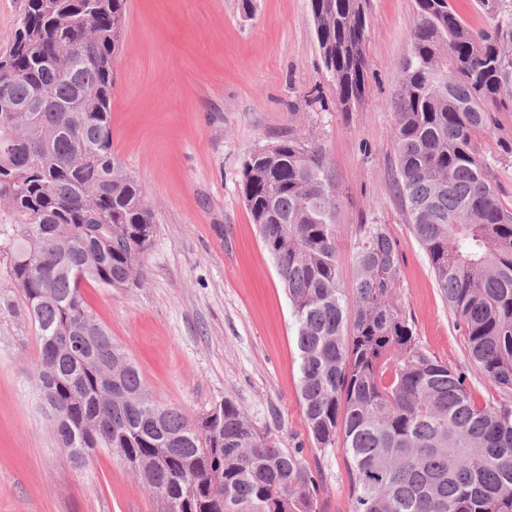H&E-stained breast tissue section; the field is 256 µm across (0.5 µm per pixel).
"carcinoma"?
<instances>
[{
    "label": "carcinoma",
    "mask_w": 512,
    "mask_h": 512,
    "mask_svg": "<svg viewBox=\"0 0 512 512\" xmlns=\"http://www.w3.org/2000/svg\"><path fill=\"white\" fill-rule=\"evenodd\" d=\"M400 63L394 183L436 284L486 385L430 355L396 301V241L361 225L352 298L341 288L336 195L313 140L252 153L243 197L288 296L309 437L347 451L348 512H512V209L500 201L477 138L512 109V5L478 0L487 30L451 0H416ZM336 96L366 90V0H310ZM126 0H25L0 55V228L4 289L21 298L38 342L41 397L58 440L81 462L117 456L164 512H319L322 473L301 447L259 434L236 403L199 424L153 400L137 367L96 321L83 282L124 288L144 277L156 233L139 182L112 153V59ZM80 338L85 349L70 352Z\"/></svg>",
    "instance_id": "1"
}]
</instances>
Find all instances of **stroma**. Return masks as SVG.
I'll return each mask as SVG.
<instances>
[{
  "mask_svg": "<svg viewBox=\"0 0 512 512\" xmlns=\"http://www.w3.org/2000/svg\"><path fill=\"white\" fill-rule=\"evenodd\" d=\"M127 0L112 62V150L155 214L141 282L82 293L135 362L153 398L191 419L224 400L259 432L319 460L320 512L348 495L346 450L319 454L299 396L300 358L288 297L241 192L244 161L290 136L313 138L336 184V244L351 290L359 228L386 225L399 248L397 297L429 353L468 369L479 399L497 402L468 356L428 258L392 184L399 63L419 21L416 0H369L366 91L343 111L320 60L310 0ZM480 138L512 208V112ZM0 308V512H162L161 500L104 449L76 464L37 390L38 340L16 294Z\"/></svg>",
  "mask_w": 512,
  "mask_h": 512,
  "instance_id": "35a3bbf8",
  "label": "stroma"
}]
</instances>
